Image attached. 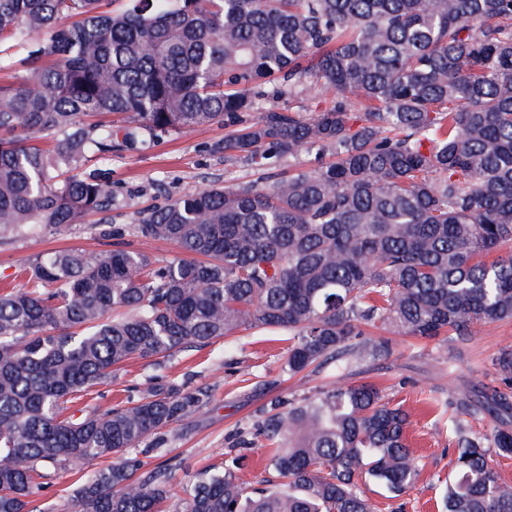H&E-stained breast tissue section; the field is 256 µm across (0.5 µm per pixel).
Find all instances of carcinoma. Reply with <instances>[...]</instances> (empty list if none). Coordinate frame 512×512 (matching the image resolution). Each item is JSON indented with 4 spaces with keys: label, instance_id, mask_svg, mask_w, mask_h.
<instances>
[{
    "label": "carcinoma",
    "instance_id": "carcinoma-1",
    "mask_svg": "<svg viewBox=\"0 0 512 512\" xmlns=\"http://www.w3.org/2000/svg\"><path fill=\"white\" fill-rule=\"evenodd\" d=\"M12 53H7V50ZM0 244L89 215L112 223V182L89 158L141 137L221 124L213 150L256 178L135 213L125 243L38 254L0 293V512H35L58 471L99 458L75 512H372L419 470L408 416L344 370L392 354L394 330L470 340L512 319V0H0ZM321 97L304 104L310 86ZM306 152L307 164L279 170ZM291 335L296 375L336 381L274 403L224 468L171 491L142 447L189 424L202 386L156 377L146 396L65 415L127 361L162 366L239 330ZM471 434L448 400L445 512H512L490 464L512 456V349ZM256 441L280 482L240 475ZM123 239L125 242L130 243L132 248L144 251L156 258L161 259L173 256H181L187 259L190 258L189 256L180 254L177 247L173 243L168 241L143 239L140 237L129 235L127 231L125 232Z\"/></svg>",
    "mask_w": 512,
    "mask_h": 512
}]
</instances>
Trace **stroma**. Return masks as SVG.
Here are the masks:
<instances>
[{
    "mask_svg": "<svg viewBox=\"0 0 512 512\" xmlns=\"http://www.w3.org/2000/svg\"><path fill=\"white\" fill-rule=\"evenodd\" d=\"M223 138V127L214 125L138 142L112 156L93 158L88 170L107 174L114 184L111 223L90 220L54 234L30 235L0 245V285L19 284L20 268L38 254L111 249V230L126 232L137 210L212 183L250 180L248 167L225 161L223 154L214 151V144ZM124 240L160 259L178 253L168 241L127 232ZM392 341L394 352L389 357L354 363L348 373L353 381L374 384L384 400L408 412V441L421 474L415 486L400 497H389L374 484L368 486L367 494L375 512H441V489L455 459L445 426L447 402L452 398L476 401L491 387L493 358L502 347L512 346V320L475 325L471 341L459 346L398 333ZM287 356V333L242 330L181 352L161 368L143 360L132 361L112 381L93 388L92 395L97 406L108 409L127 397L141 396L160 375L210 387L209 403L191 423L165 428L163 443L145 459L147 469L166 468L171 488L177 491L201 469L224 462L272 401H297L330 382L326 371L289 375Z\"/></svg>",
    "mask_w": 512,
    "mask_h": 512,
    "instance_id": "35a3bbf8",
    "label": "stroma"
}]
</instances>
